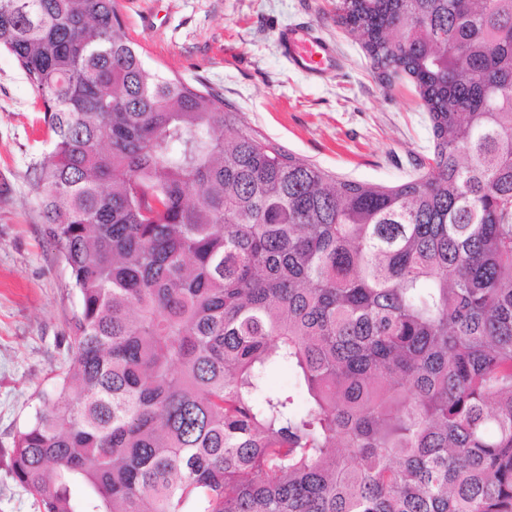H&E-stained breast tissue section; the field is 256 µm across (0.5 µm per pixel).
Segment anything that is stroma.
<instances>
[{
    "mask_svg": "<svg viewBox=\"0 0 512 512\" xmlns=\"http://www.w3.org/2000/svg\"><path fill=\"white\" fill-rule=\"evenodd\" d=\"M146 63L204 81L249 129L342 179L397 185L432 151L428 115L405 79L385 85L359 40L336 21V0H118ZM315 25L339 66L323 80L294 71L277 31ZM38 95L0 53V512H39L14 480L17 432L42 409L65 364L80 298L45 233L33 167L50 145Z\"/></svg>",
    "mask_w": 512,
    "mask_h": 512,
    "instance_id": "35a3bbf8",
    "label": "stroma"
}]
</instances>
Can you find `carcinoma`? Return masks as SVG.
<instances>
[{
  "mask_svg": "<svg viewBox=\"0 0 512 512\" xmlns=\"http://www.w3.org/2000/svg\"><path fill=\"white\" fill-rule=\"evenodd\" d=\"M336 12L428 114L402 184L341 179L148 66L117 0H0L80 297L10 457L42 512H512V0ZM283 364L301 412L266 385Z\"/></svg>",
  "mask_w": 512,
  "mask_h": 512,
  "instance_id": "obj_1",
  "label": "carcinoma"
}]
</instances>
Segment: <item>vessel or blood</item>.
<instances>
[{"instance_id":"obj_1","label":"vessel or blood","mask_w":512,"mask_h":512,"mask_svg":"<svg viewBox=\"0 0 512 512\" xmlns=\"http://www.w3.org/2000/svg\"><path fill=\"white\" fill-rule=\"evenodd\" d=\"M278 42L282 55L291 67L309 77H323L336 67L334 47L317 36L308 25L281 28Z\"/></svg>"}]
</instances>
